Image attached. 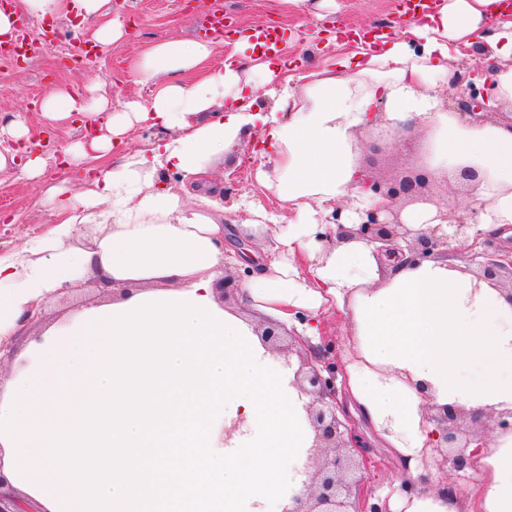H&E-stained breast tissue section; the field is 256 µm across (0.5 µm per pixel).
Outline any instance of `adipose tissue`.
Returning <instances> with one entry per match:
<instances>
[{
  "mask_svg": "<svg viewBox=\"0 0 512 512\" xmlns=\"http://www.w3.org/2000/svg\"><path fill=\"white\" fill-rule=\"evenodd\" d=\"M110 0H20L30 18L76 14L103 19L99 48L123 38ZM496 0H444L437 13L407 22L406 40L345 55L302 73L257 57L205 66L214 46L162 40L131 65L151 84L148 104L126 103L95 135L66 148L99 152L98 177L61 201L37 249L0 255V342L89 269L112 281V301L85 307L69 324L47 328L29 351L28 371L0 394V447L6 472L41 512H285L307 492L297 463L315 444L309 396L280 369L254 324L222 306L216 269L225 261L224 207L212 199L217 158L264 127L276 178L266 181L294 219L269 230L265 263L238 295L242 307L273 318L303 344L321 318L342 314L348 330L338 396L365 421L400 466L407 489L391 512H512V433L469 448L467 494L435 484L422 470L441 430L430 410L477 418L512 411V295L466 272L463 261L420 264L387 259L353 236L379 199L361 191L356 135L382 130L422 143L436 182L460 165L478 169L468 189L479 229L512 227V124L472 122L445 110L452 59L479 47L497 62L482 78L492 110L512 112V21L482 28ZM261 72L278 108L254 113ZM263 83V84H264ZM230 96L222 114L217 98ZM160 130L150 147L120 154L130 123ZM0 138V170L27 157L23 173L48 160L13 116ZM175 171L205 189L195 205L162 186ZM343 206L341 225L329 223ZM107 233L80 249L78 225ZM236 422L231 439L217 429Z\"/></svg>",
  "mask_w": 512,
  "mask_h": 512,
  "instance_id": "adipose-tissue-1",
  "label": "adipose tissue"
}]
</instances>
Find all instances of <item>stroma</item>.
Wrapping results in <instances>:
<instances>
[{
    "label": "stroma",
    "mask_w": 512,
    "mask_h": 512,
    "mask_svg": "<svg viewBox=\"0 0 512 512\" xmlns=\"http://www.w3.org/2000/svg\"><path fill=\"white\" fill-rule=\"evenodd\" d=\"M226 16L236 25L261 28L269 24L285 27L300 24L296 44L282 51L288 69L302 72L308 68L334 60L339 54L354 49L352 39L336 37L335 33L315 32L311 18L292 11L284 0H223ZM395 0H332L326 8V17L344 18L352 28L366 29L387 20L393 39L403 37V24L397 21ZM115 11L128 20L126 36L112 44L93 64H74L67 57L71 46L73 26L68 19H57L54 25L53 50L35 54L20 64L0 62V117L21 115L39 142L41 152L50 155L82 140L86 133L81 119L50 125L44 119L40 105L61 85L83 91L87 103L104 99L112 111H120L126 102L148 101L151 85L142 83L131 72L130 64L154 42L175 40H203L202 29L207 26L213 7L210 0H121ZM373 132L357 136V158L360 166L388 177L407 173L414 166L422 146L411 141L409 146L390 144L383 153L370 149ZM94 164L79 157L64 167L48 166L36 179L21 177L18 166L0 171V253L30 248L37 240L49 235L54 227L57 203L52 191L66 186L68 194L82 190V176H93ZM260 139L242 144L239 151L217 159L214 179L226 198V224L247 223L248 205L281 213L276 198L264 190L256 180L257 170H272ZM94 288L75 291L47 304L42 311L33 335H40L50 325L78 313L83 307L100 302Z\"/></svg>",
    "instance_id": "stroma-1"
}]
</instances>
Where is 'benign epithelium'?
<instances>
[{
    "mask_svg": "<svg viewBox=\"0 0 512 512\" xmlns=\"http://www.w3.org/2000/svg\"><path fill=\"white\" fill-rule=\"evenodd\" d=\"M489 96L470 89L468 96H449L446 107L463 112L475 121L489 119ZM435 181L424 170L416 169L393 180L382 179L366 173L363 189L385 200V206L364 212L355 235L383 244L387 256L397 251V241L407 243L409 261L420 262L448 253L452 240L467 243L470 260L483 258L480 264L483 277L495 280L504 270L512 271V251L502 252L494 240L478 231L473 223L475 211L469 206L456 205L444 208L440 214L450 221L448 230L438 225L427 231H418L401 221L404 207L418 203H432ZM241 276L226 272L216 280L215 290L221 298L240 287ZM329 349L302 355V364L296 372L297 387L311 398L307 407L310 423L315 431L314 453L304 468L311 469L307 496L295 499L296 506L286 512H362L360 510L363 469L368 464L365 441L357 433L353 420L340 419L337 415L336 363L328 361ZM462 412L447 409L444 419L448 426L443 429L438 448H447L445 462L455 471L467 467V457L457 450L461 434L457 421Z\"/></svg>",
    "mask_w": 512,
    "mask_h": 512,
    "instance_id": "obj_1",
    "label": "benign epithelium"
}]
</instances>
